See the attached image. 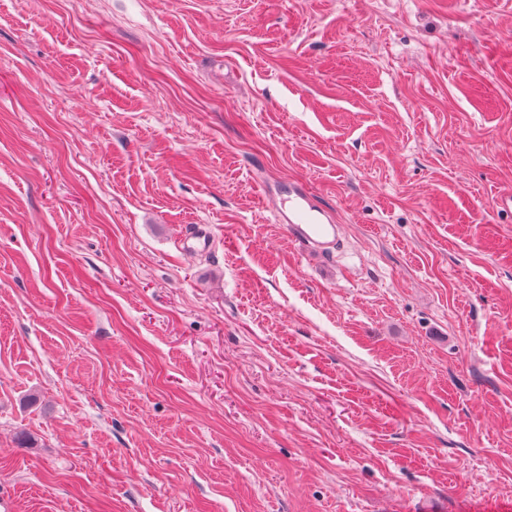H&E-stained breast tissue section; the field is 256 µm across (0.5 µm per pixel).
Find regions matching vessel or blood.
Returning <instances> with one entry per match:
<instances>
[{
  "label": "vessel or blood",
  "mask_w": 512,
  "mask_h": 512,
  "mask_svg": "<svg viewBox=\"0 0 512 512\" xmlns=\"http://www.w3.org/2000/svg\"><path fill=\"white\" fill-rule=\"evenodd\" d=\"M256 182L274 206L276 223L285 225L294 241L321 257L334 256L342 244V227L306 183L270 181L261 176Z\"/></svg>",
  "instance_id": "1"
}]
</instances>
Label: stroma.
<instances>
[{"instance_id":"35a3bbf8","label":"stroma","mask_w":512,"mask_h":512,"mask_svg":"<svg viewBox=\"0 0 512 512\" xmlns=\"http://www.w3.org/2000/svg\"><path fill=\"white\" fill-rule=\"evenodd\" d=\"M506 199L512 0H0V512H512ZM253 179L274 206V219L284 224L290 237L309 252L333 257L342 244V226L322 206L304 182L268 181L255 168Z\"/></svg>"}]
</instances>
